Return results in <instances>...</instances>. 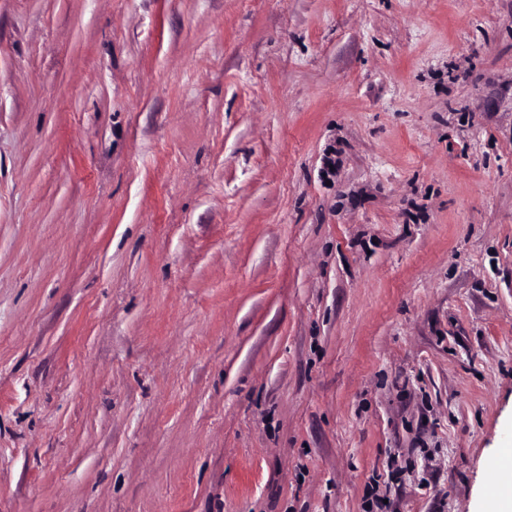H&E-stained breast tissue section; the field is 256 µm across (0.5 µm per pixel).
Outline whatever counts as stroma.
<instances>
[{"instance_id": "1", "label": "stroma", "mask_w": 512, "mask_h": 512, "mask_svg": "<svg viewBox=\"0 0 512 512\" xmlns=\"http://www.w3.org/2000/svg\"><path fill=\"white\" fill-rule=\"evenodd\" d=\"M512 448V0H0V512H484Z\"/></svg>"}]
</instances>
